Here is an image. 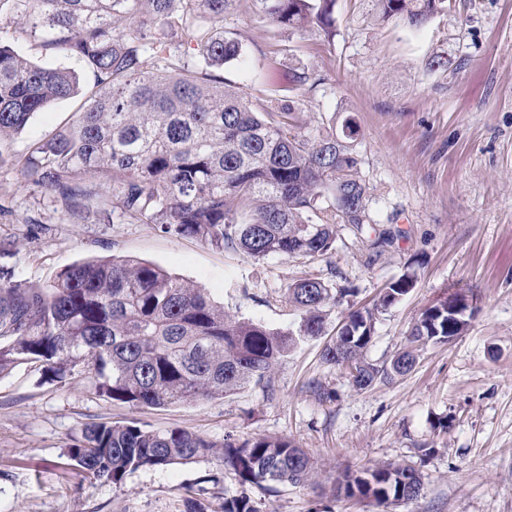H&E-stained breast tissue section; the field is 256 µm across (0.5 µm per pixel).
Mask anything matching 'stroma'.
<instances>
[{
    "label": "stroma",
    "instance_id": "1",
    "mask_svg": "<svg viewBox=\"0 0 512 512\" xmlns=\"http://www.w3.org/2000/svg\"><path fill=\"white\" fill-rule=\"evenodd\" d=\"M329 11L330 40L317 26H271L257 0H234L224 29L245 54L222 72L249 99L265 90L269 61L283 88L290 71L308 70L320 82L298 92L301 133L356 126L373 231L340 230L326 258L258 262L154 224L78 218L19 165L0 168V246L26 282L85 258L131 257L205 288L227 314L293 332L301 313L285 296L297 279L349 291L328 304L322 335L298 338L267 380L223 397L135 408L79 377L49 381L37 363L0 376V512H184L189 491L206 512H224L228 494L249 496L257 512H512V0H448L419 27L377 20L372 0H332ZM80 104L56 101L34 116L12 139L15 156L76 119ZM380 233L388 242L378 246ZM406 272L416 286L377 315L366 361L390 366L422 311L457 292L471 303L468 327L419 347L409 373L355 388L323 348L349 311L373 307ZM314 379L333 400L308 390ZM107 421L218 440L284 436L308 455L312 479L264 491L200 461L92 483L66 452L85 425ZM378 464L417 470L420 495L377 506L335 492L345 472Z\"/></svg>",
    "mask_w": 512,
    "mask_h": 512
}]
</instances>
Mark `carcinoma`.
I'll return each mask as SVG.
<instances>
[{
  "instance_id": "carcinoma-1",
  "label": "carcinoma",
  "mask_w": 512,
  "mask_h": 512,
  "mask_svg": "<svg viewBox=\"0 0 512 512\" xmlns=\"http://www.w3.org/2000/svg\"><path fill=\"white\" fill-rule=\"evenodd\" d=\"M231 0H0V19H26L20 37L77 61L82 72L38 64L0 39V163L11 139L52 102L84 94L78 119L27 147L23 177L68 211L155 224L260 261L285 253L308 260L336 249L338 227L357 235L371 219L358 178L356 128L308 137L299 131L295 91L272 87L242 99L214 70L241 55L224 32ZM278 27L329 28L330 0H258ZM378 18L421 26L447 0H374ZM196 42L198 51L182 50ZM415 287L408 272L390 282L373 309L351 312L324 360L364 389L415 365L416 347L448 342L467 329L451 296L427 307L411 347L380 369L363 358L374 314ZM302 313L298 333L225 314L203 288L148 262L114 256L73 263L46 285L0 269V374L25 361L66 384L91 371L102 397L162 408L231 394L262 381L295 335L319 336L324 308L338 301L307 274L286 296ZM67 457L92 483L120 484L140 468L216 461L241 484L302 485L311 465L285 437L214 441L181 429L91 423ZM420 474L383 465L347 472L338 490L387 504L417 497ZM224 512H257L244 496H224Z\"/></svg>"
}]
</instances>
